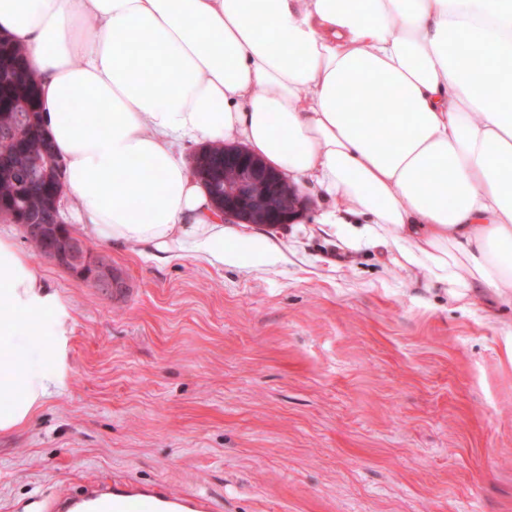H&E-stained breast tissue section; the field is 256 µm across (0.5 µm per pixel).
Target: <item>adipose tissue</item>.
Wrapping results in <instances>:
<instances>
[{"mask_svg": "<svg viewBox=\"0 0 512 512\" xmlns=\"http://www.w3.org/2000/svg\"><path fill=\"white\" fill-rule=\"evenodd\" d=\"M1 31L100 243L276 258L267 236L225 238L172 148L236 140L390 232L407 265L512 302V0H0ZM71 319L0 234V433L65 387Z\"/></svg>", "mask_w": 512, "mask_h": 512, "instance_id": "obj_1", "label": "adipose tissue"}]
</instances>
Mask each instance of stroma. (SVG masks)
I'll return each instance as SVG.
<instances>
[{"instance_id":"obj_1","label":"stroma","mask_w":512,"mask_h":512,"mask_svg":"<svg viewBox=\"0 0 512 512\" xmlns=\"http://www.w3.org/2000/svg\"><path fill=\"white\" fill-rule=\"evenodd\" d=\"M304 195L271 263L88 238L120 300L39 259L70 378L0 435V512L115 476L211 512H512V305L451 298Z\"/></svg>"}]
</instances>
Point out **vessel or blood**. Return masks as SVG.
Wrapping results in <instances>:
<instances>
[{"label":"vessel or blood","instance_id":"vessel-or-blood-1","mask_svg":"<svg viewBox=\"0 0 512 512\" xmlns=\"http://www.w3.org/2000/svg\"><path fill=\"white\" fill-rule=\"evenodd\" d=\"M84 495L112 500V512H208L209 503L200 495L185 496L154 486H135L116 480L112 484L84 487Z\"/></svg>","mask_w":512,"mask_h":512}]
</instances>
